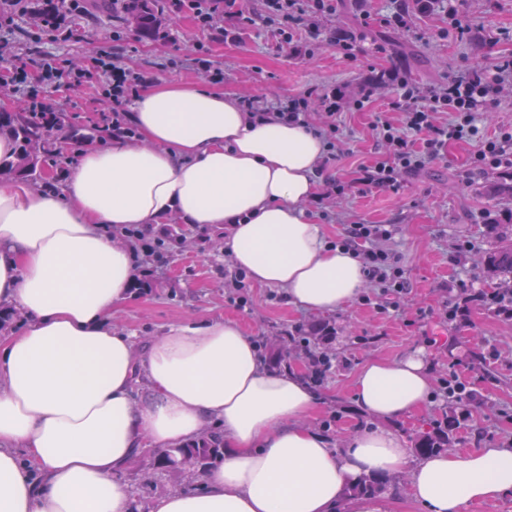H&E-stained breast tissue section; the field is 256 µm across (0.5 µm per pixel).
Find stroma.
<instances>
[{
  "label": "stroma",
  "instance_id": "stroma-1",
  "mask_svg": "<svg viewBox=\"0 0 512 512\" xmlns=\"http://www.w3.org/2000/svg\"><path fill=\"white\" fill-rule=\"evenodd\" d=\"M394 2L339 0L335 15L319 24V46L311 57L303 48L282 44L274 28L259 24L239 28L230 18L223 21V40H211L197 29L185 9L162 15L161 29L166 34L162 40L140 38L108 8L92 6L86 14L70 17L68 25L74 36L66 41L45 36L32 39L28 20L22 17L10 37L12 54L0 57V73L12 70L18 58L38 51L86 62L90 49L86 36L92 31L104 33V46H116L127 67L151 73L155 82L214 84L244 100L260 97L272 102L310 89L345 98L361 93L371 74L391 69L398 70L402 78L433 87L469 65H491L502 57H512V37H503L504 32L512 34V0H460L458 8L470 27L461 40L443 36L448 21L435 12L414 13L407 33L380 27L378 18L393 8ZM365 12L373 22L363 26V51L356 58H346L332 43V33L339 27L362 26ZM117 31L122 38L116 42L112 36ZM198 43L209 47L213 67L224 75L222 83H213L196 68L194 46ZM380 45L385 46V53H377ZM392 92V86H385L364 110L341 112L340 151L326 175L346 184L347 191L325 206L310 202L308 209L330 240L340 234L343 225L356 221L395 225V248L412 292L399 309L386 314L356 300L326 314V321L336 331L332 338L336 358L319 382L317 391L326 400L313 424L340 445L357 424L372 426V419L357 413L353 399L358 368L371 359H392L420 350L432 364L433 379L457 373L474 398L486 404L477 423L459 427L455 451L468 452L489 440L512 443V320L488 311L477 299L478 294L494 289L482 263L488 247L486 224L492 218L512 219V203L490 200L483 192L482 177L467 176V159L477 148L473 142L446 143L438 158L418 175L406 178L399 191L361 185V168L382 155L372 129L374 122L384 115L395 121L400 118L390 110ZM52 99L84 137L82 143L66 146L46 164V181L57 190L80 152L100 147L93 127L102 122L107 108L99 102L92 84L74 91L59 90ZM458 240L471 241L473 250L455 262L450 258L451 246ZM229 264L222 247L198 241L166 265L158 288L136 290L134 297L113 313V326L133 335L135 352L140 355L151 337L183 321L234 316L261 343L283 328L317 320V313L290 306L283 291L273 287L250 286L246 307L228 302L224 269ZM467 292L475 299L469 302L464 317L440 318L443 304H456ZM473 350L480 352L492 378L469 366L468 354ZM140 465V458H133L122 473L139 506L177 490L180 480L175 474L166 470L144 474Z\"/></svg>",
  "mask_w": 512,
  "mask_h": 512
}]
</instances>
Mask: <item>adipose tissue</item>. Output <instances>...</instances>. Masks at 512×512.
Here are the masks:
<instances>
[{"mask_svg":"<svg viewBox=\"0 0 512 512\" xmlns=\"http://www.w3.org/2000/svg\"><path fill=\"white\" fill-rule=\"evenodd\" d=\"M129 118L137 138L81 152L61 191L0 184V309L25 319L0 340V512H133L120 479L129 461L211 428L223 462L151 512H390L391 497L348 501L345 489L405 469L425 512L512 494L505 444L415 460L398 434L366 427L332 447L310 424L317 392L269 369L235 317L172 325L135 358L112 313L132 297L136 259L111 229L175 215L224 230L234 267L315 313L356 298L364 273L307 210L327 150L318 134L252 117L235 96L190 81L147 86ZM142 381L151 395L139 402ZM431 390L415 352L365 362L353 398L389 422L423 409Z\"/></svg>","mask_w":512,"mask_h":512,"instance_id":"ef3b65f1","label":"adipose tissue"}]
</instances>
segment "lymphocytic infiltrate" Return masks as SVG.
<instances>
[{
  "label": "lymphocytic infiltrate",
  "instance_id": "f902f5d3",
  "mask_svg": "<svg viewBox=\"0 0 512 512\" xmlns=\"http://www.w3.org/2000/svg\"><path fill=\"white\" fill-rule=\"evenodd\" d=\"M260 2V11L243 17V24L261 22L273 26L281 42L292 46L298 44L302 34L316 35L319 21L336 12V0ZM18 14L32 17L38 32L55 40L59 39L67 19L65 13L53 9L47 0H0V32L11 30ZM92 80L97 82L102 98L112 105L108 122L113 137L134 138L136 129L126 107L139 97L151 78L148 73L126 67L111 48H99L88 69L56 55L37 54L15 65L12 74L0 81V86L25 89L26 111L39 112L48 118L54 116L56 110L41 96V88L60 84L74 88ZM508 98H512V60L490 68L466 69L434 88L401 82L390 107L402 114L403 123L398 126L387 119L375 123L385 157L364 167L363 184L398 190L404 177L424 170L450 141L481 140V147L469 159V172L485 175L500 167L512 166V128L484 140L478 126L480 112L498 107ZM315 99V93L310 91L275 103L251 99L247 106L261 117L274 115L284 121L304 124ZM442 113L447 114V121H439ZM411 131L421 135V143L408 139ZM395 233L391 224L358 221L344 225L336 237L337 246L354 251L360 257L365 273L376 285L374 292L365 295L366 304L382 311L399 308L411 292L401 258L391 246Z\"/></svg>",
  "mask_w": 512,
  "mask_h": 512
}]
</instances>
